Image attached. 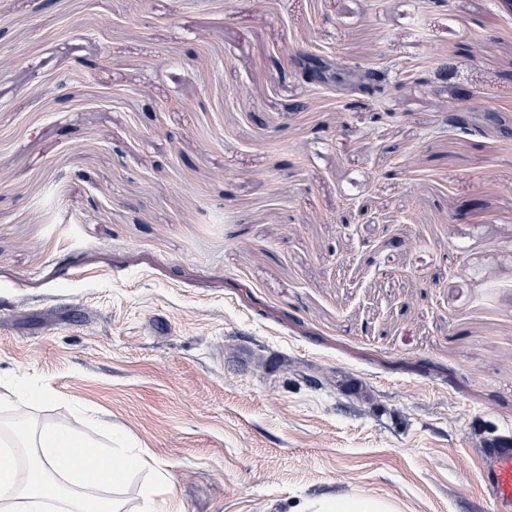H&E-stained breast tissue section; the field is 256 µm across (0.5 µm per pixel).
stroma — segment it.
Listing matches in <instances>:
<instances>
[{"label":"stroma","instance_id":"obj_1","mask_svg":"<svg viewBox=\"0 0 512 512\" xmlns=\"http://www.w3.org/2000/svg\"><path fill=\"white\" fill-rule=\"evenodd\" d=\"M302 44L390 91L281 77ZM492 113L512 128L495 0H0V422L147 451L121 512L159 473L173 512H497ZM315 512H384L382 504L367 498L328 496L318 502Z\"/></svg>","mask_w":512,"mask_h":512}]
</instances>
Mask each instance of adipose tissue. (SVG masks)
<instances>
[{
    "label": "adipose tissue",
    "mask_w": 512,
    "mask_h": 512,
    "mask_svg": "<svg viewBox=\"0 0 512 512\" xmlns=\"http://www.w3.org/2000/svg\"><path fill=\"white\" fill-rule=\"evenodd\" d=\"M92 432L61 425L32 431L18 422L9 442L0 444V512H119L109 493L146 460L122 451H94ZM26 459L25 472L16 462Z\"/></svg>",
    "instance_id": "obj_1"
}]
</instances>
